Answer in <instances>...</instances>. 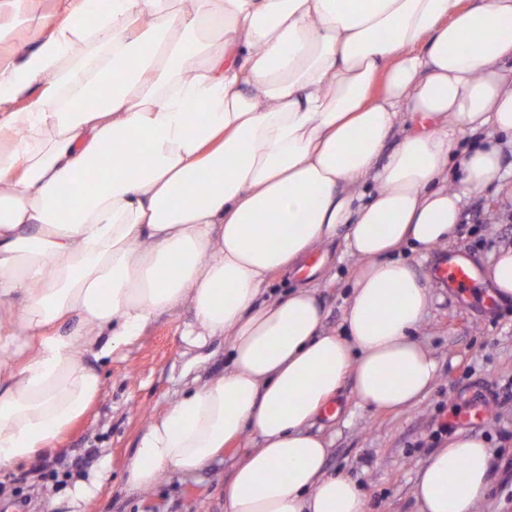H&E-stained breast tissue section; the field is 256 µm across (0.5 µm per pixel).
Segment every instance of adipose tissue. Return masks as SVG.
Instances as JSON below:
<instances>
[{
  "label": "adipose tissue",
  "instance_id": "obj_1",
  "mask_svg": "<svg viewBox=\"0 0 512 512\" xmlns=\"http://www.w3.org/2000/svg\"><path fill=\"white\" fill-rule=\"evenodd\" d=\"M89 3L65 0L21 66L0 64V101L41 84L0 114V470L61 442L101 390L93 361L187 303L185 340L224 339L227 363L149 421L127 485L248 435L228 512H366L307 427L344 381L378 411L436 382L416 336L429 291L399 254L447 243L452 173L479 191L503 170L512 0ZM337 240L360 261L342 334L323 332L309 287L262 300ZM489 464L484 440L450 437L414 484L419 512H473Z\"/></svg>",
  "mask_w": 512,
  "mask_h": 512
}]
</instances>
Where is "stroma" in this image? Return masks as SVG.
Here are the masks:
<instances>
[{"mask_svg": "<svg viewBox=\"0 0 512 512\" xmlns=\"http://www.w3.org/2000/svg\"><path fill=\"white\" fill-rule=\"evenodd\" d=\"M501 185L463 192L459 178L450 189L462 191L461 218L444 251L410 261L432 289L433 300L417 337L439 362V376L418 405L374 412L361 407L352 382L331 400L334 414L322 413L309 430L329 448L326 473L352 478L365 494L366 512H417L413 486L426 459L456 431L483 439L490 455L489 484L474 512H512V304L495 300L485 277L494 253L512 246V155ZM466 258L476 272L472 288L460 292L434 275L442 253ZM318 272L273 278L266 295L285 294L308 281L324 314L323 329L340 334L357 258L341 257L338 244L316 249ZM193 320L188 305L160 313L140 338L112 358L97 362L102 389L87 414L67 432L60 448L16 463L0 473V512L5 504L28 498L54 503L55 512H226L224 483L239 460L236 445L190 475L163 477L148 492L130 489L125 468L152 415L168 409L184 392L224 371L226 345L215 339L195 347L182 337ZM484 418H474L476 407ZM451 431H443V424ZM104 479L95 495L73 501L78 481L93 471Z\"/></svg>", "mask_w": 512, "mask_h": 512, "instance_id": "stroma-1", "label": "stroma"}]
</instances>
